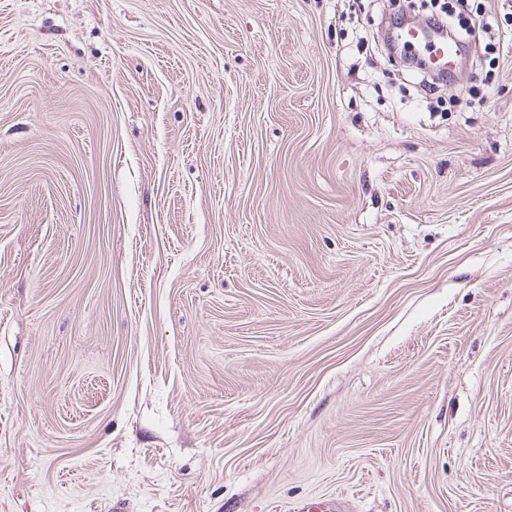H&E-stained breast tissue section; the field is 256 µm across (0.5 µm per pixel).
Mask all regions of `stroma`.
Instances as JSON below:
<instances>
[{
	"mask_svg": "<svg viewBox=\"0 0 512 512\" xmlns=\"http://www.w3.org/2000/svg\"><path fill=\"white\" fill-rule=\"evenodd\" d=\"M0 0V512H512V0ZM293 512H343L338 498L309 497L294 503Z\"/></svg>",
	"mask_w": 512,
	"mask_h": 512,
	"instance_id": "1",
	"label": "stroma"
}]
</instances>
